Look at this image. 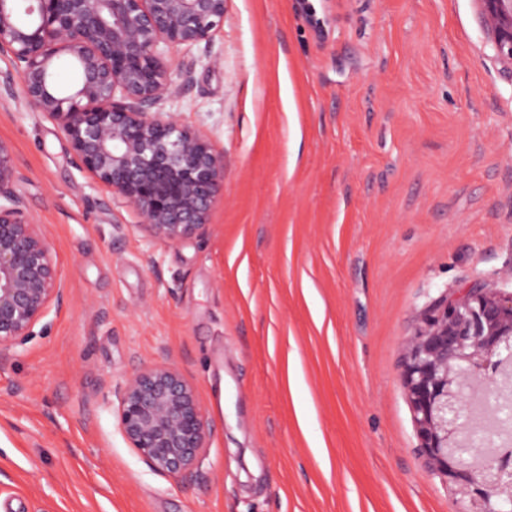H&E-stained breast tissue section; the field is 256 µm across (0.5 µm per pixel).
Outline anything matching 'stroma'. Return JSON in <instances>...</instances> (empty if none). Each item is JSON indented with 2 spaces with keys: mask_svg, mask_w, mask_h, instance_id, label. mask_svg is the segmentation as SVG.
<instances>
[{
  "mask_svg": "<svg viewBox=\"0 0 512 512\" xmlns=\"http://www.w3.org/2000/svg\"><path fill=\"white\" fill-rule=\"evenodd\" d=\"M158 106L224 153L207 232L170 245L75 163L0 54V142L65 299L0 359L14 512H463L402 381L444 291H512V71L476 0H225ZM166 363L209 427L152 471L110 394ZM310 413L300 426L297 404Z\"/></svg>",
  "mask_w": 512,
  "mask_h": 512,
  "instance_id": "stroma-1",
  "label": "stroma"
}]
</instances>
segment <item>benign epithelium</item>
I'll use <instances>...</instances> for the list:
<instances>
[{"instance_id":"1","label":"benign epithelium","mask_w":512,"mask_h":512,"mask_svg":"<svg viewBox=\"0 0 512 512\" xmlns=\"http://www.w3.org/2000/svg\"><path fill=\"white\" fill-rule=\"evenodd\" d=\"M225 0H0V54L13 57L29 105L54 118L90 178L133 206L152 237L176 244L205 234L224 153L173 115L153 111L178 94L169 53L208 41ZM502 59L512 64V0H476ZM79 71L76 90L53 83L56 64ZM11 150L0 142V358L9 357L64 292L50 242L15 190ZM512 364V292L474 281L442 293L410 341L403 384L429 467L468 496V512H512V431L500 411L512 388L490 385ZM488 399L499 444L464 446L466 402ZM121 434L154 472L190 473L206 448L207 421L176 368L145 367L117 394Z\"/></svg>"}]
</instances>
